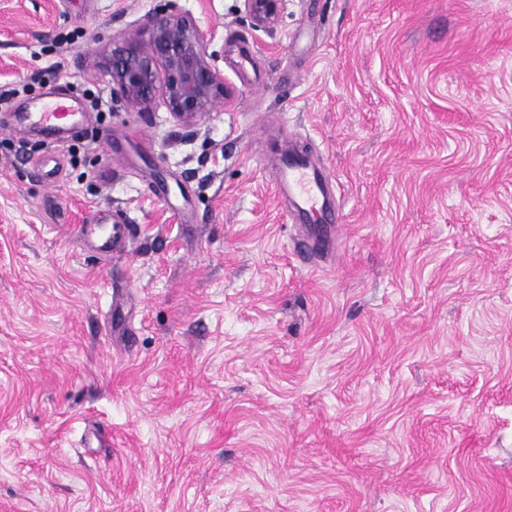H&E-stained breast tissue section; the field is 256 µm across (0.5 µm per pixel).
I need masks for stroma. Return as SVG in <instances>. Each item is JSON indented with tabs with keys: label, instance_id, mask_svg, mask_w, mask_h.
<instances>
[{
	"label": "stroma",
	"instance_id": "stroma-1",
	"mask_svg": "<svg viewBox=\"0 0 512 512\" xmlns=\"http://www.w3.org/2000/svg\"><path fill=\"white\" fill-rule=\"evenodd\" d=\"M170 3L233 91L191 128L112 92ZM60 88L82 133L16 122ZM7 90L0 512H512V0H0ZM284 0H245L247 11L254 24L259 28L274 25L281 11ZM277 178L296 188L298 208L305 222H308L310 213L323 208V204H319L324 194L325 183L315 171L311 172L305 163L293 161L288 164V169L277 167ZM119 218L111 224L109 232L101 239L98 248L105 254L123 251L131 238V224Z\"/></svg>",
	"mask_w": 512,
	"mask_h": 512
}]
</instances>
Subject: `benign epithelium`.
Wrapping results in <instances>:
<instances>
[{
    "label": "benign epithelium",
    "instance_id": "7a95c632",
    "mask_svg": "<svg viewBox=\"0 0 512 512\" xmlns=\"http://www.w3.org/2000/svg\"><path fill=\"white\" fill-rule=\"evenodd\" d=\"M281 2L245 0L259 28L277 22ZM110 67L115 93L127 106L142 112L160 100L183 125L205 117L217 100L231 98L195 20L173 5L149 17L134 35L115 43Z\"/></svg>",
    "mask_w": 512,
    "mask_h": 512
}]
</instances>
